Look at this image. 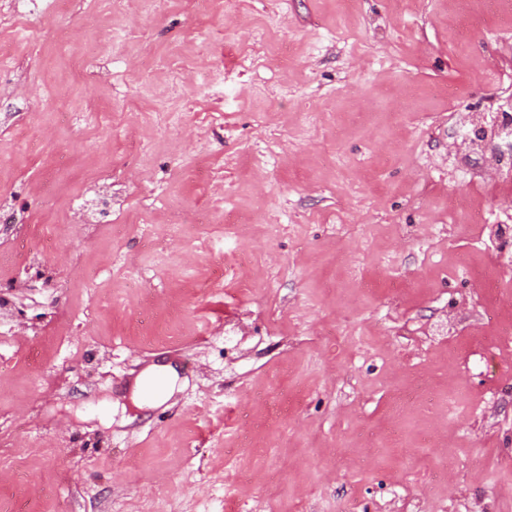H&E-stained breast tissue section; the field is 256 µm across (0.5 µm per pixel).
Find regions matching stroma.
Instances as JSON below:
<instances>
[{
  "label": "stroma",
  "instance_id": "1",
  "mask_svg": "<svg viewBox=\"0 0 512 512\" xmlns=\"http://www.w3.org/2000/svg\"><path fill=\"white\" fill-rule=\"evenodd\" d=\"M468 9L463 39L455 0H0V232L40 228L24 287L0 267V500L512 512V192L455 176L460 120L512 97V8ZM104 177L111 226L70 223ZM153 364L174 392L136 405Z\"/></svg>",
  "mask_w": 512,
  "mask_h": 512
}]
</instances>
